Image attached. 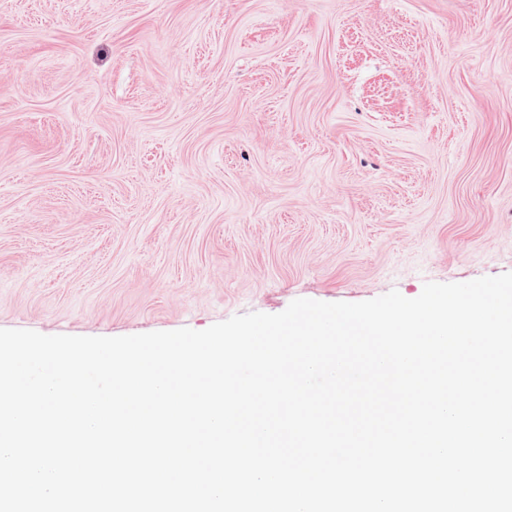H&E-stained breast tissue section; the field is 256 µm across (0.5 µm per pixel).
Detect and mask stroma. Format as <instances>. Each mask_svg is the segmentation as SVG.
<instances>
[{
	"mask_svg": "<svg viewBox=\"0 0 512 512\" xmlns=\"http://www.w3.org/2000/svg\"><path fill=\"white\" fill-rule=\"evenodd\" d=\"M509 271L512 0H0V328Z\"/></svg>",
	"mask_w": 512,
	"mask_h": 512,
	"instance_id": "35a3bbf8",
	"label": "stroma"
}]
</instances>
